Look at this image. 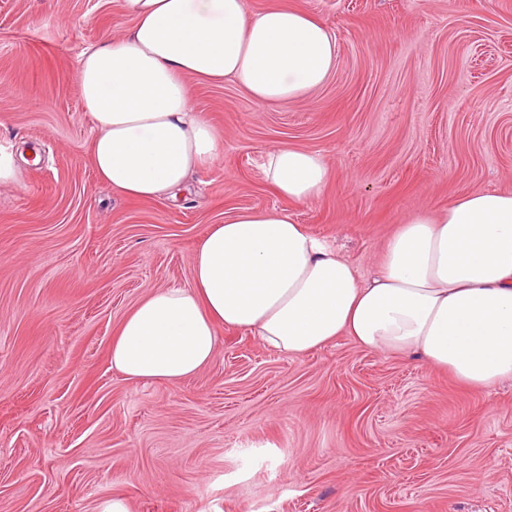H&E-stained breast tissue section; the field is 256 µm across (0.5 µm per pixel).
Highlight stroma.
<instances>
[{"label":"stroma","instance_id":"1","mask_svg":"<svg viewBox=\"0 0 512 512\" xmlns=\"http://www.w3.org/2000/svg\"><path fill=\"white\" fill-rule=\"evenodd\" d=\"M318 18L336 70L262 108L194 83L223 150L178 199L96 176L76 59L120 37V0H0V512H512V381L486 390L341 336L300 357L220 329L209 366L133 383L109 347L147 293L191 282L209 225L288 207L371 277L411 210L512 191V0H245ZM290 144L332 171L283 204L261 154Z\"/></svg>","mask_w":512,"mask_h":512}]
</instances>
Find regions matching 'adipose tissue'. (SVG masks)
Wrapping results in <instances>:
<instances>
[{
	"label": "adipose tissue",
	"instance_id": "ef3b65f1",
	"mask_svg": "<svg viewBox=\"0 0 512 512\" xmlns=\"http://www.w3.org/2000/svg\"><path fill=\"white\" fill-rule=\"evenodd\" d=\"M122 11L131 27L85 48L77 79L96 130V173L125 197L173 198L218 156L192 81L232 80L269 108L312 96L336 68L333 34L298 8L122 0ZM261 168L283 207L211 225L194 250L190 285L151 291L120 322L114 370L132 382L179 383L212 362L224 327L293 357L347 336L417 357L470 388L512 380V192H472L437 213H411L364 281L287 209L323 193L324 158L274 144Z\"/></svg>",
	"mask_w": 512,
	"mask_h": 512
}]
</instances>
